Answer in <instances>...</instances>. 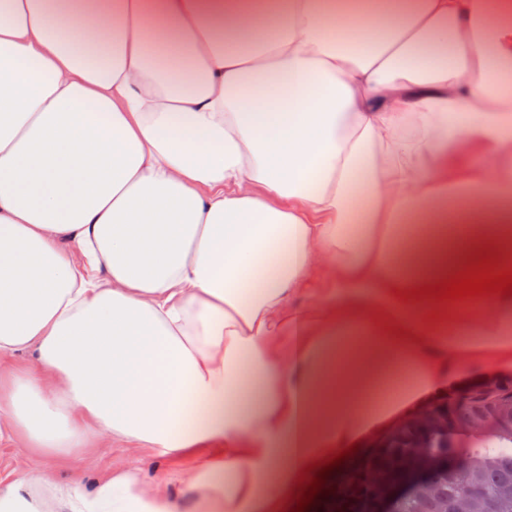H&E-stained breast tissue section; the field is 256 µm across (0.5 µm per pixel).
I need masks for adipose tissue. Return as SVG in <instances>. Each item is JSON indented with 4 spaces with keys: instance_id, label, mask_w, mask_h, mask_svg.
<instances>
[{
    "instance_id": "obj_1",
    "label": "adipose tissue",
    "mask_w": 512,
    "mask_h": 512,
    "mask_svg": "<svg viewBox=\"0 0 512 512\" xmlns=\"http://www.w3.org/2000/svg\"><path fill=\"white\" fill-rule=\"evenodd\" d=\"M486 244L512 271V0H0V353L38 350L0 419L190 460L3 478L0 512H281L512 370V296L394 295Z\"/></svg>"
}]
</instances>
